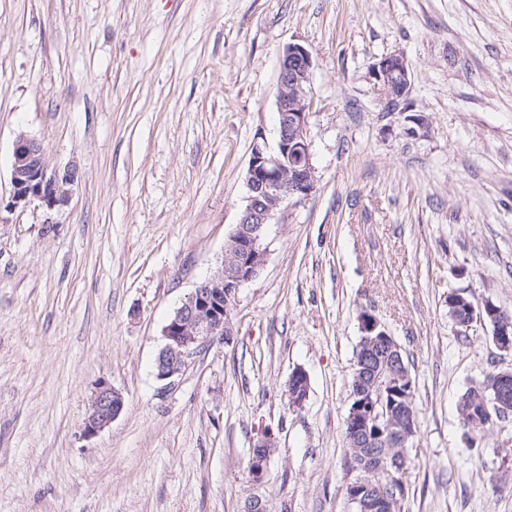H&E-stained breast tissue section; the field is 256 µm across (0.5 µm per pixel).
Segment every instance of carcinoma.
Masks as SVG:
<instances>
[{
    "instance_id": "1",
    "label": "carcinoma",
    "mask_w": 512,
    "mask_h": 512,
    "mask_svg": "<svg viewBox=\"0 0 512 512\" xmlns=\"http://www.w3.org/2000/svg\"><path fill=\"white\" fill-rule=\"evenodd\" d=\"M450 298L459 308H448L454 321L469 318L471 301L461 294H451ZM512 417V395L506 403H501L497 397L496 377L490 375L485 379L472 382L460 395L458 401L459 425L471 448L480 446L483 432L491 425ZM386 493L394 502L395 512H402V506L409 496V486L404 474L398 475V480L386 488Z\"/></svg>"
}]
</instances>
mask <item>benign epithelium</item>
I'll use <instances>...</instances> for the list:
<instances>
[{"mask_svg":"<svg viewBox=\"0 0 512 512\" xmlns=\"http://www.w3.org/2000/svg\"><path fill=\"white\" fill-rule=\"evenodd\" d=\"M314 66L311 52L299 43L283 47L280 56L276 110L280 114L278 137L269 144L257 134L246 170L247 197L237 228L224 249L220 267L194 289L164 329V345L155 360V375L168 384L183 375L196 353L216 339L233 335L232 314L239 288L256 278L266 263L267 225L286 205H297L314 190L315 170L309 141L310 76ZM371 75L388 104L404 102L411 86V69L399 53L382 57ZM13 187L10 209L34 200L48 209L68 204L78 183V170L70 165L52 168L37 139L21 134L13 149ZM359 355L354 363L361 384L352 395L347 418L348 440L357 454L376 453L381 465L366 476L350 482L346 495L358 512H389L391 499L368 494L372 477L381 478L389 470L400 472L407 464L398 459L386 463V449L403 446L415 433L416 414L404 390L410 381L403 365V349L371 314L361 318ZM497 345L512 351V317L499 315ZM309 381L305 371L294 370L288 379L291 407L301 409L307 399ZM124 408L123 395L102 381L95 388L85 421V432L94 435L118 418ZM274 438L266 433L252 448L251 480L262 481Z\"/></svg>","mask_w":512,"mask_h":512,"instance_id":"1","label":"benign epithelium"}]
</instances>
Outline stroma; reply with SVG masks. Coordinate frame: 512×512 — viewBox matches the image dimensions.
Returning <instances> with one entry per match:
<instances>
[{
    "mask_svg": "<svg viewBox=\"0 0 512 512\" xmlns=\"http://www.w3.org/2000/svg\"><path fill=\"white\" fill-rule=\"evenodd\" d=\"M309 49L316 188L267 227L234 334L168 385L170 318L220 266L280 54ZM409 62L388 109L371 76ZM28 134L70 203L0 210V512H353L346 420L360 316L415 379L403 512H512V420L466 447L457 402L512 368L458 293L512 312V0H0V199ZM309 379L288 403L295 369ZM125 406L84 432L95 388ZM276 450L254 484L249 450ZM371 75L388 107L396 108L394 103L406 101L411 86V69L404 55L394 53L382 57L373 65ZM450 298L453 299V302L455 304L460 305V309H453L451 307L452 303H450V300H449ZM471 306L476 311L475 319L480 318V315H481L482 318L487 319V321L489 320L493 324V320L495 319V317L494 318L492 317L493 311L490 309V307L494 306L495 308H498V309H499V307L495 306L494 304H492L490 302H486L485 305L483 306V308L481 310H479L473 306V304L467 297H465L461 294L453 293V294H449V296H448V312L451 315L452 319L456 323L459 320L464 321L467 318L470 319L469 318V309ZM309 381L302 369H295L288 379V397L293 409H302L307 399Z\"/></svg>",
    "mask_w": 512,
    "mask_h": 512,
    "instance_id": "stroma-1",
    "label": "stroma"
}]
</instances>
